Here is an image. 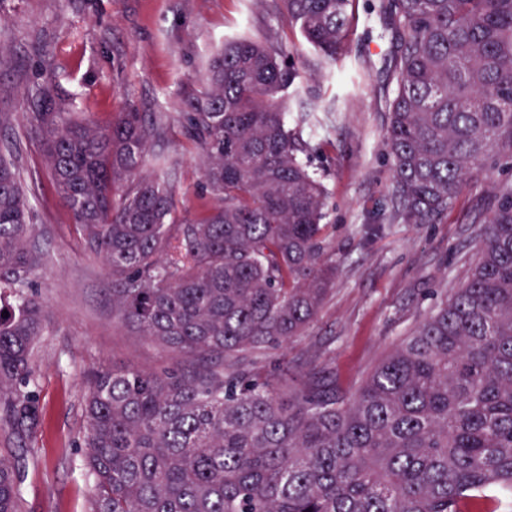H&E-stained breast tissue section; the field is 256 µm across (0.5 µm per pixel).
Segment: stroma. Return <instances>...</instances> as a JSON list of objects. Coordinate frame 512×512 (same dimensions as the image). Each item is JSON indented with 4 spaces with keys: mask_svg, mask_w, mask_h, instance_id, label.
Masks as SVG:
<instances>
[{
    "mask_svg": "<svg viewBox=\"0 0 512 512\" xmlns=\"http://www.w3.org/2000/svg\"><path fill=\"white\" fill-rule=\"evenodd\" d=\"M352 14L343 56L362 66V77L349 82L341 65L326 64L324 90L338 101L336 121L303 134L329 191L324 236L336 277L305 333L262 358L266 369L287 372L289 386L323 374L344 397L438 297L461 286L477 257L476 229L512 189V169L490 167L463 187L447 216L429 224L390 218L383 59L391 35L367 0H354ZM0 16V112L11 116L0 146L13 150L36 214L31 243L43 264L30 280L49 315L34 363L45 424L21 452L25 508L88 512V372L112 363L158 370L170 354L113 319L106 269L54 189L31 130L29 99L42 67L51 63L58 96L74 101L79 117L105 122L132 105L161 119L168 132L152 150L172 161L179 211L194 218L212 198L180 114L202 91L213 53L243 32L275 37L301 69L314 53L275 0H0Z\"/></svg>",
    "mask_w": 512,
    "mask_h": 512,
    "instance_id": "obj_1",
    "label": "stroma"
}]
</instances>
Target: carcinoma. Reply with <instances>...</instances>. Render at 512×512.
<instances>
[{
    "label": "carcinoma",
    "mask_w": 512,
    "mask_h": 512,
    "mask_svg": "<svg viewBox=\"0 0 512 512\" xmlns=\"http://www.w3.org/2000/svg\"><path fill=\"white\" fill-rule=\"evenodd\" d=\"M318 58L336 60L351 0H280ZM394 30L384 143L391 215L445 216L464 184L512 152V0H376ZM301 78L276 40L238 35L210 58L181 113L214 201L179 216L166 136L131 107L74 116L45 80L31 94L42 159L106 267L112 315L171 353L159 372L87 379L90 512H499L512 489V193L501 196L462 285L349 398L313 375L295 388L261 356L304 333L336 275L324 257L327 188L305 129L336 111L283 103ZM153 160L154 173L144 170ZM34 217L0 155V424L42 425L32 362L48 326L30 275ZM0 453V512H24Z\"/></svg>",
    "instance_id": "1"
}]
</instances>
